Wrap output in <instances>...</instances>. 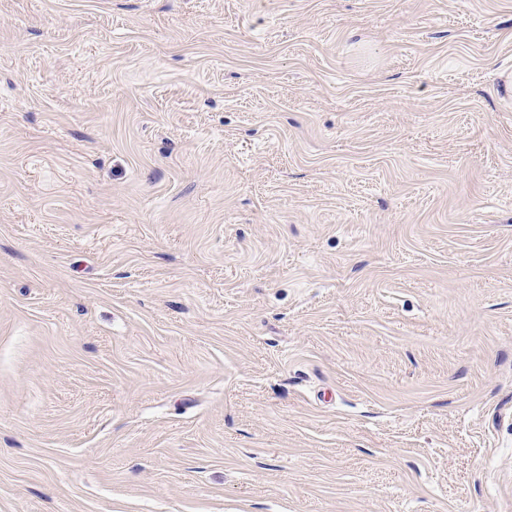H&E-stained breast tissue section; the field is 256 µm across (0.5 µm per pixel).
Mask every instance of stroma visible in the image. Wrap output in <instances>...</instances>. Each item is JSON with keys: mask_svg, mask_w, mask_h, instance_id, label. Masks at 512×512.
Returning <instances> with one entry per match:
<instances>
[{"mask_svg": "<svg viewBox=\"0 0 512 512\" xmlns=\"http://www.w3.org/2000/svg\"><path fill=\"white\" fill-rule=\"evenodd\" d=\"M512 0H0V512H512Z\"/></svg>", "mask_w": 512, "mask_h": 512, "instance_id": "stroma-1", "label": "stroma"}]
</instances>
